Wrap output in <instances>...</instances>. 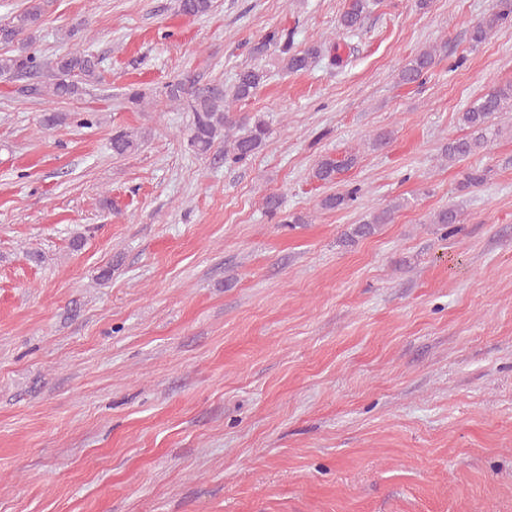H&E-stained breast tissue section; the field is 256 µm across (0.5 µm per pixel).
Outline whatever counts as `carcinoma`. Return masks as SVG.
I'll list each match as a JSON object with an SVG mask.
<instances>
[{"mask_svg": "<svg viewBox=\"0 0 512 512\" xmlns=\"http://www.w3.org/2000/svg\"><path fill=\"white\" fill-rule=\"evenodd\" d=\"M213 7V0H179L178 9L190 16H203ZM368 0H347L346 7L339 19L340 30L353 32L359 28L367 11ZM43 7L41 0H28L27 6L10 18L9 24L0 25V44L9 45L31 34L41 23ZM512 19V0H496V11L472 27L470 41L473 47L483 44L490 32L497 26ZM275 46L281 54L284 69L290 73L307 70L311 63L319 58L323 47L310 44L302 49L295 47V32L288 29H275L254 48L260 54L269 46ZM435 60V51L425 50L409 60L399 71V83L412 85L427 73ZM40 65L34 53L19 51L0 54V77L25 76ZM53 69L56 80L49 87L32 84L24 89L30 96H43L46 93L57 99H70L77 96L85 85L102 81V75L95 58L85 52L70 51L56 56ZM266 74L258 67H245L235 77L230 91L223 94L209 87H196L189 91L181 81L168 86L167 94L172 100H179L190 95L189 107L192 112L189 146L200 155L205 156L215 142L224 139V162L240 163L258 154L266 144L269 134L268 123L258 117L254 120L235 123L229 110L221 108V103L229 100L241 102L252 97L265 81ZM512 109V84L498 86L481 95L463 112L460 120L470 129L467 136L449 142L443 150L448 159L462 160L479 153L486 148L490 137L496 135L493 120L500 112ZM237 127L235 133L230 128ZM141 138L125 129L112 134V153L124 156L139 149ZM358 156L346 153L336 158L327 157L320 160L312 171V178L323 184H334L338 176L353 168ZM358 188L352 187L341 192L330 193L320 200L323 210H341L349 207L357 199ZM403 207V203L394 202L382 208L367 212L362 221L352 225L344 233L348 243L374 235L382 224L392 221L393 215ZM432 224H458L460 211L454 207L442 208L433 214Z\"/></svg>", "mask_w": 512, "mask_h": 512, "instance_id": "carcinoma-1", "label": "carcinoma"}]
</instances>
